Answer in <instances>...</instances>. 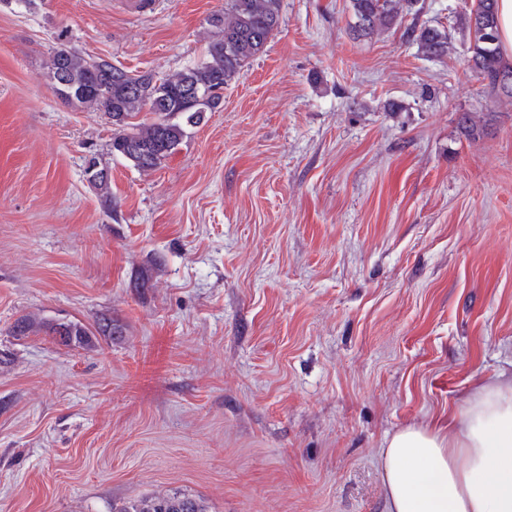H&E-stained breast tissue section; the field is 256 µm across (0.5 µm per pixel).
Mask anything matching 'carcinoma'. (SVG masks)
<instances>
[{
    "label": "carcinoma",
    "mask_w": 512,
    "mask_h": 512,
    "mask_svg": "<svg viewBox=\"0 0 512 512\" xmlns=\"http://www.w3.org/2000/svg\"><path fill=\"white\" fill-rule=\"evenodd\" d=\"M420 0H351L355 17L352 27L357 39L371 38L402 23L409 14L420 11ZM281 0H224V12L210 20L217 38L205 61L157 79L151 73L138 75L139 89L130 92L114 83L105 87L91 74L92 58L63 44L56 48L64 64V82L53 67L47 76L55 92L79 106L101 108L112 120L110 154L129 166L149 171L160 168L177 150L185 136L184 125L198 124L199 112L187 109L183 93L194 90L202 95L224 89L240 70L263 53L280 24ZM462 29L470 42V69L481 79L491 98L512 99V65L504 62L499 42L497 0H478L464 16ZM407 37L425 57H441L450 49V34L435 27L407 28ZM150 118H139L144 107ZM485 120L471 112L458 117L460 132L478 137ZM45 325L29 317L18 319L15 336H28ZM50 335L62 345L89 346L91 336H120L123 328L110 317L95 322V329L74 322L47 326ZM118 512H207L197 499L181 493L153 495L129 503Z\"/></svg>",
    "instance_id": "obj_1"
}]
</instances>
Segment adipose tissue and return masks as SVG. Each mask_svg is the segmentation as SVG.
I'll use <instances>...</instances> for the list:
<instances>
[{"instance_id": "1", "label": "adipose tissue", "mask_w": 512, "mask_h": 512, "mask_svg": "<svg viewBox=\"0 0 512 512\" xmlns=\"http://www.w3.org/2000/svg\"><path fill=\"white\" fill-rule=\"evenodd\" d=\"M380 468L389 512H512V377L478 382L447 430L395 432Z\"/></svg>"}]
</instances>
